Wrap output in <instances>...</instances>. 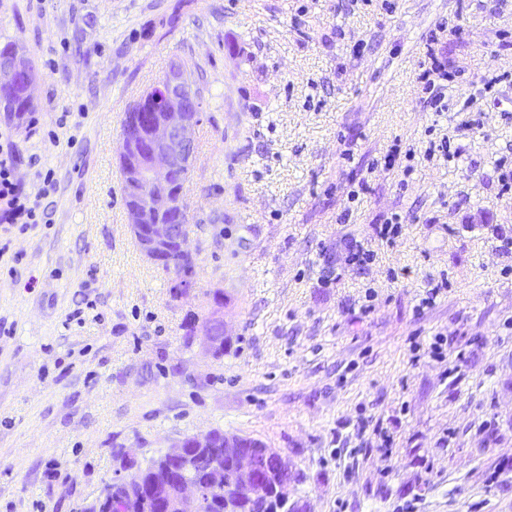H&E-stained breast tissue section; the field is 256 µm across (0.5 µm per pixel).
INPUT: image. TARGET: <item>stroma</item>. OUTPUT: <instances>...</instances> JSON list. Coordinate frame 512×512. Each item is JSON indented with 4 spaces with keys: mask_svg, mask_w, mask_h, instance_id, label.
<instances>
[{
    "mask_svg": "<svg viewBox=\"0 0 512 512\" xmlns=\"http://www.w3.org/2000/svg\"><path fill=\"white\" fill-rule=\"evenodd\" d=\"M441 20L437 115L419 76ZM11 41L38 124L0 127L26 191L46 171L56 191L50 223L9 236L17 275L0 265V512H88L115 451L142 465L212 429L283 452L299 512H512V273L489 230L512 225V0H0ZM176 61L199 90L178 295L129 229L117 153ZM443 138L455 158L427 159ZM218 289L219 359L184 328Z\"/></svg>",
    "mask_w": 512,
    "mask_h": 512,
    "instance_id": "1",
    "label": "stroma"
}]
</instances>
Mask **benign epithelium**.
Listing matches in <instances>:
<instances>
[{
  "label": "benign epithelium",
  "instance_id": "benign-epithelium-1",
  "mask_svg": "<svg viewBox=\"0 0 512 512\" xmlns=\"http://www.w3.org/2000/svg\"><path fill=\"white\" fill-rule=\"evenodd\" d=\"M26 84V94L34 99L35 79L31 78L27 63L20 55L8 63L0 64V93L10 90L16 83ZM159 92L147 94L149 100H158L157 109L139 113L142 127L139 141L129 143L126 135L119 138L118 152L132 151L134 154L133 178L138 191L148 194L146 210L131 208L128 220L131 231L143 254L151 261L164 264L171 262V251L184 260H190L187 248V233L176 220L167 223H147L148 212L163 215L176 206L168 192L169 185L181 174L188 171L193 160L194 127L198 122V104L189 93L182 68L174 64L167 71L166 78L158 85ZM211 314L195 330L201 336L208 352L212 353L224 340V317L222 303L214 302ZM257 450L244 451L233 440L224 439L223 456L228 458L235 470L234 491L243 501H253L262 494L264 478L272 479L271 493L267 497L270 512H279L288 506V484L292 474L282 453L256 444ZM164 456L177 477L171 478L159 489L150 488L161 512H196V507L207 494L218 493L220 468L214 464L202 476L189 474L187 447L185 441L168 449ZM125 471H114L95 503L93 512H108L112 500V488L117 484H128Z\"/></svg>",
  "mask_w": 512,
  "mask_h": 512
}]
</instances>
